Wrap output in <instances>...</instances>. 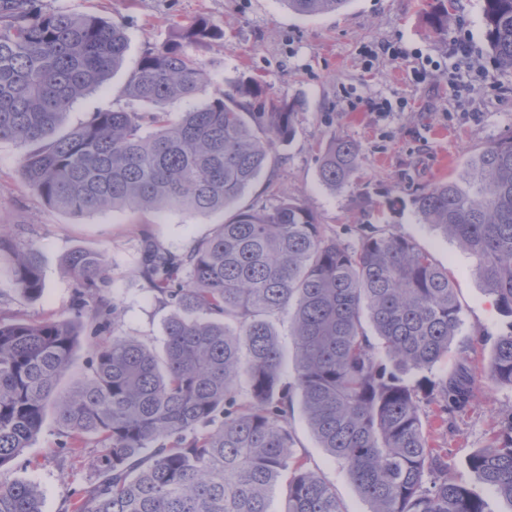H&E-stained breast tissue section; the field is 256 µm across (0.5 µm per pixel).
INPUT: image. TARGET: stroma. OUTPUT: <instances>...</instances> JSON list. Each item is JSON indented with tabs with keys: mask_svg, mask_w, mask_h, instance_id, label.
<instances>
[{
	"mask_svg": "<svg viewBox=\"0 0 512 512\" xmlns=\"http://www.w3.org/2000/svg\"><path fill=\"white\" fill-rule=\"evenodd\" d=\"M40 3L47 10L117 23L128 38L121 65L102 88L70 109L66 126L99 109L126 107L123 89L144 51L198 16L223 28L224 38L194 50L208 75L195 105L247 81L258 83L267 96L302 101L295 137L275 152L272 180L256 182L241 202L269 207L285 195L311 209L326 235L354 243L371 225L411 240L447 270L463 325L427 375L439 378L463 361L478 391L469 409L447 425H440L434 404L424 406L423 420L432 445L447 449L452 477L470 480L468 457L486 447L512 414V387L484 377L495 339L511 327L479 279L474 259L452 238L419 223L412 198L422 187L456 178L469 154L512 134V73L497 67L486 44L483 0H455L444 36L430 22L436 0H349L340 11L311 17L293 14L281 0ZM457 40L470 44L468 59L452 55ZM335 135L357 143L360 152L355 176L333 191L319 179V146ZM20 154L15 143L0 141V218L9 224L18 249L39 250L45 288L39 299L24 298L7 264L0 263V316L40 322L67 315L77 288L66 269L67 256L78 248L102 250L110 261L119 331L162 349L169 310L139 275L142 242L148 237L171 251H188L212 232L222 214L103 210L68 215L25 185L18 173ZM288 423L297 455L333 486L346 512H368L342 466L310 432L301 405H294ZM60 442L55 418L46 417L20 460L0 468V482H30L41 494L43 512H61L65 501L95 481L93 460L100 450L87 442L82 458L64 470Z\"/></svg>",
	"mask_w": 512,
	"mask_h": 512,
	"instance_id": "35a3bbf8",
	"label": "stroma"
}]
</instances>
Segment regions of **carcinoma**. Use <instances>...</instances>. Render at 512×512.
<instances>
[{
    "mask_svg": "<svg viewBox=\"0 0 512 512\" xmlns=\"http://www.w3.org/2000/svg\"><path fill=\"white\" fill-rule=\"evenodd\" d=\"M300 16L334 13L348 0H282ZM488 47L512 72V0H483ZM453 0H437L431 23L448 30ZM224 39L204 18L147 49L123 94L137 108L89 113L61 130L80 99L101 88L123 60L122 27L100 17L45 10L40 0H0V141L23 149V182L67 213L155 209L221 213L212 233L186 253L151 240L139 273L171 313L162 351L114 329L103 252L76 250L66 265L80 288L68 315L41 322L0 317V468L17 461L47 413L61 427L60 450L82 454L93 436L98 480L62 512H270L288 476L283 512H346L333 487L294 451L288 425L294 395L307 424L340 462L369 512H489L476 486L512 501V414L467 466L475 484L449 475L431 445L422 404L439 421L476 397L465 365L433 382L414 373L448 353L462 324L448 272L411 241L368 229L358 244L327 236L307 207L283 197L271 207L240 200L291 140L297 100L261 95L254 83L191 105L206 73L190 51ZM188 104L172 120L165 106ZM359 147L330 139L319 176L341 188L355 175ZM419 221L455 239L509 332L494 342L486 377L512 387V136L468 159L458 178L413 198ZM11 255L18 291L44 290L39 252ZM288 316L284 349L272 319ZM87 326L89 377L61 389ZM293 363L294 383L283 379ZM0 512H42L28 482H0Z\"/></svg>",
    "mask_w": 512,
    "mask_h": 512,
    "instance_id": "carcinoma-1",
    "label": "carcinoma"
}]
</instances>
